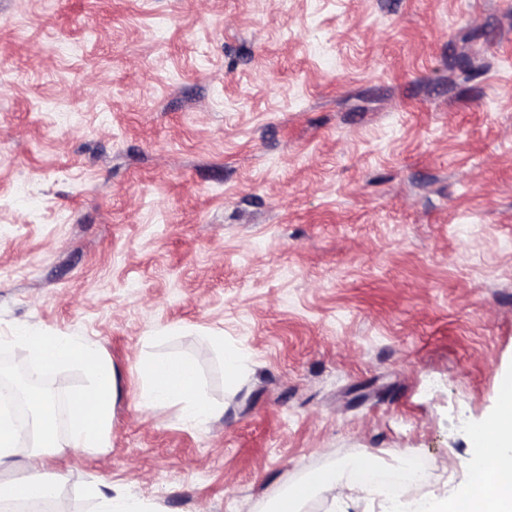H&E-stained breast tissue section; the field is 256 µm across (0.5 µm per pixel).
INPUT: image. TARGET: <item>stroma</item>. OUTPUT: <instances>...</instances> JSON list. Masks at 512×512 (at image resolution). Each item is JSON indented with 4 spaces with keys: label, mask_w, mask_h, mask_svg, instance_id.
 <instances>
[{
    "label": "stroma",
    "mask_w": 512,
    "mask_h": 512,
    "mask_svg": "<svg viewBox=\"0 0 512 512\" xmlns=\"http://www.w3.org/2000/svg\"><path fill=\"white\" fill-rule=\"evenodd\" d=\"M22 330L116 374L107 447L0 473L64 512H274L359 455L417 460L404 512L463 488L512 384V0H0V357ZM148 357L218 413L138 407Z\"/></svg>",
    "instance_id": "obj_1"
}]
</instances>
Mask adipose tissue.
Instances as JSON below:
<instances>
[{"label":"adipose tissue","mask_w":512,"mask_h":512,"mask_svg":"<svg viewBox=\"0 0 512 512\" xmlns=\"http://www.w3.org/2000/svg\"><path fill=\"white\" fill-rule=\"evenodd\" d=\"M15 341L23 358L32 361L34 371L76 364L88 369L92 380L72 399L66 439H59L43 398L34 400L40 412L31 433H24L1 412L0 470L10 468L17 457L34 458L61 446L106 447L114 398L111 364L92 346L68 336L22 332ZM134 369L143 382L137 396L139 406L177 405L188 418L198 421L216 413L190 359L146 358L137 361ZM468 472L465 489L448 501H428L425 512H512V407L499 408L479 427Z\"/></svg>","instance_id":"adipose-tissue-1"}]
</instances>
